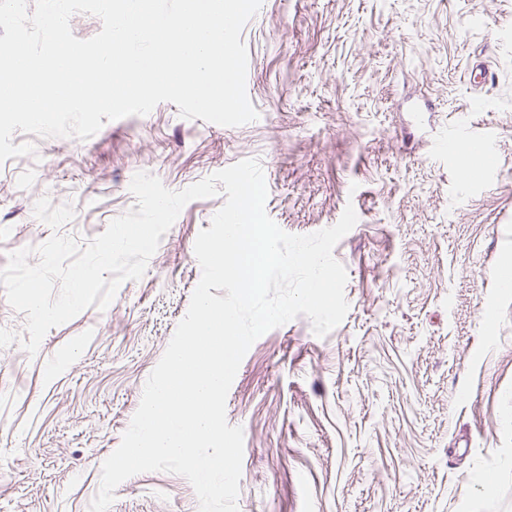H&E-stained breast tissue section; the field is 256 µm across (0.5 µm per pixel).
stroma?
<instances>
[{"label":"stroma","instance_id":"stroma-1","mask_svg":"<svg viewBox=\"0 0 512 512\" xmlns=\"http://www.w3.org/2000/svg\"><path fill=\"white\" fill-rule=\"evenodd\" d=\"M257 120L175 104L87 140L15 132L0 163V269L53 235L86 242L136 203L133 176L180 191L259 160L285 232L358 220L333 255L349 311L305 316L244 357L226 400L244 431L239 512H512V0H263L245 24ZM491 84L472 88L471 62ZM490 139L470 170L458 123ZM225 195L189 202L141 279L0 349V512H89L145 383L201 278L194 255ZM109 512H199L187 479L132 476Z\"/></svg>","mask_w":512,"mask_h":512}]
</instances>
